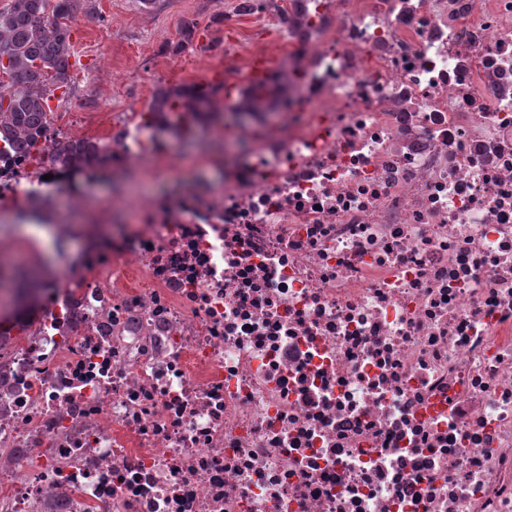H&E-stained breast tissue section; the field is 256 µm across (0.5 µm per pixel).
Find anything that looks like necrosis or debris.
I'll use <instances>...</instances> for the list:
<instances>
[{
	"mask_svg": "<svg viewBox=\"0 0 512 512\" xmlns=\"http://www.w3.org/2000/svg\"><path fill=\"white\" fill-rule=\"evenodd\" d=\"M276 135L130 120L85 169L0 156V211L71 240L0 335V512H512V0H307L271 15ZM211 134L210 125L201 126L196 137L192 140H184L180 150L183 156L182 167L176 173L164 175L152 181L143 190L153 195H168L189 188L201 182L216 180L218 173L198 167L195 157L201 147L208 141Z\"/></svg>",
	"mask_w": 512,
	"mask_h": 512,
	"instance_id": "1",
	"label": "necrosis or debris"
}]
</instances>
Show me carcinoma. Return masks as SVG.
<instances>
[{
	"mask_svg": "<svg viewBox=\"0 0 512 512\" xmlns=\"http://www.w3.org/2000/svg\"><path fill=\"white\" fill-rule=\"evenodd\" d=\"M80 15L98 19L91 0H12L8 10L0 11V153L29 152L49 134L50 101L58 90L66 95L74 80L72 22ZM275 93V84H262L246 96L242 108L257 114ZM149 112L166 120L176 116L190 136L208 122L210 92L196 84L160 87ZM101 154L92 139L61 136L47 159L58 166H83Z\"/></svg>",
	"mask_w": 512,
	"mask_h": 512,
	"instance_id": "cac0c4a2",
	"label": "carcinoma"
}]
</instances>
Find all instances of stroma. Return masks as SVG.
<instances>
[{"label": "stroma", "mask_w": 512, "mask_h": 512, "mask_svg": "<svg viewBox=\"0 0 512 512\" xmlns=\"http://www.w3.org/2000/svg\"><path fill=\"white\" fill-rule=\"evenodd\" d=\"M234 6L235 0H152L148 5L142 0H96L99 20L81 19L73 25L82 66L74 73L69 97L52 101L53 110L78 122L77 137L99 139L111 132L113 120L148 111L158 87L191 84L199 70L223 68L225 43L242 46L258 36L279 40L259 15L235 17L233 26L225 27L224 15ZM188 24L196 30L192 46L178 54L164 52V45ZM99 110L106 113L100 124L80 125L82 113ZM210 134L205 125L194 139L183 141L181 169L149 183L147 193L168 195L217 179L216 171L195 163Z\"/></svg>", "instance_id": "1"}]
</instances>
